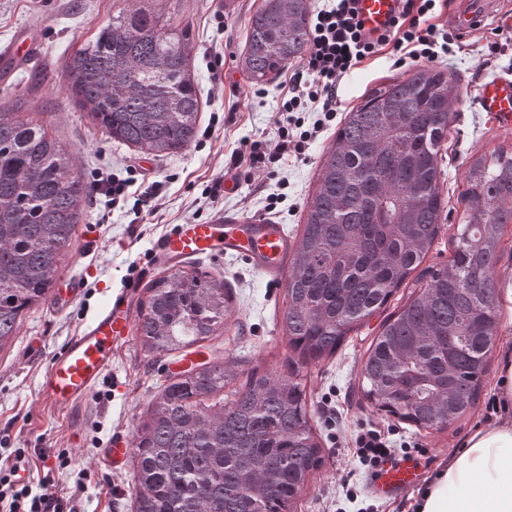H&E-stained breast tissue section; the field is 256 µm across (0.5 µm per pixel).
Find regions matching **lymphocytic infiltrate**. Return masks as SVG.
I'll list each match as a JSON object with an SVG mask.
<instances>
[{"label":"lymphocytic infiltrate","mask_w":512,"mask_h":512,"mask_svg":"<svg viewBox=\"0 0 512 512\" xmlns=\"http://www.w3.org/2000/svg\"><path fill=\"white\" fill-rule=\"evenodd\" d=\"M436 0H400L397 15L382 34L369 37L353 8V0H336L318 10L311 19V44L304 58V75L292 77L288 98L281 108L282 126L276 143L253 141L249 146L250 164L243 173L251 179L253 170L273 171L288 155H302L306 145L337 115V83L345 74L383 50H391L396 67L421 59L435 61L440 31L431 21ZM315 113L306 123L305 113ZM355 454L369 474H377L397 450L388 431L368 425L354 438ZM15 465L0 468V512H74L71 498L54 489L56 469L69 466L66 452L17 448ZM36 457L43 468L38 483L18 475L17 465Z\"/></svg>","instance_id":"f902f5d3"}]
</instances>
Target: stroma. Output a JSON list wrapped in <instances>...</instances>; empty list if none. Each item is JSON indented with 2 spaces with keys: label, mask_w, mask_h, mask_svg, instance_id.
<instances>
[{
  "label": "stroma",
  "mask_w": 512,
  "mask_h": 512,
  "mask_svg": "<svg viewBox=\"0 0 512 512\" xmlns=\"http://www.w3.org/2000/svg\"><path fill=\"white\" fill-rule=\"evenodd\" d=\"M264 0H145L146 9L191 30V68L202 100L195 141L180 153L144 158L119 143L75 108L67 88L66 63L77 49L131 5V0H0V46L21 30L34 31L39 47L13 71H0V107L28 95L33 107L29 120L44 125L71 153L77 173L93 182L106 172L134 176L135 190L150 192L148 210L133 213L112 208L103 195L91 194L76 227L75 247L60 265V276L85 283L80 298L59 311L42 301L28 311L14 336L0 345V439L12 448L66 449L70 467L56 471L60 492H74L76 512H132L133 470H108L98 452L114 439L134 440L136 426L150 401L170 379L223 357L234 371L258 368L286 374L293 352L281 322L284 288L269 287L242 260L193 257L186 267L198 266L223 279L233 302L223 328L209 340L159 355L130 335L112 360V370L95 390L71 408L47 404L40 385L53 354L123 289L130 266L141 276L138 287L160 276L153 264L159 240L175 225L204 222L230 211L244 217H269L283 225L291 239H299L305 207L320 177L335 129L310 141L300 157H288L277 176L254 172L234 194L207 203L203 191L217 178L231 176L227 163L245 140L275 143L283 87L301 62L288 65L264 85L251 81L242 66L249 18ZM486 11L483 27L462 39L452 25L465 5ZM433 22L447 32L452 52L436 61L459 84L452 107L453 122L442 147L444 198L449 213L439 237L423 261L441 268L452 255L463 206L460 195L471 163L498 148L512 151V130L499 129L477 102V90L494 76L512 78V39L496 35L504 24L512 28V0H444L433 11ZM391 59L363 62L339 83V115H346L373 88L401 77ZM284 194L275 211H268L270 195ZM416 282L402 286L384 311L349 333L335 354L301 368L299 379L307 391L308 409L321 438L324 462L313 472L294 512H413L417 491L430 482L465 438L494 417L496 380L503 349L512 347V322L499 320L496 342L473 407L445 427L419 429L376 411L361 401L358 385L366 352L387 315L397 312L415 291ZM393 429L396 442L425 448L417 477L404 493L376 497L370 477L354 456L353 437L360 425Z\"/></svg>",
  "instance_id": "obj_1"
}]
</instances>
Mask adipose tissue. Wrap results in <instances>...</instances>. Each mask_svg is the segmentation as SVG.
<instances>
[{
	"label": "adipose tissue",
	"mask_w": 512,
	"mask_h": 512,
	"mask_svg": "<svg viewBox=\"0 0 512 512\" xmlns=\"http://www.w3.org/2000/svg\"><path fill=\"white\" fill-rule=\"evenodd\" d=\"M417 512H512V422L469 436L423 493Z\"/></svg>",
	"instance_id": "obj_1"
}]
</instances>
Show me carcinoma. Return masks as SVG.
<instances>
[{"mask_svg":"<svg viewBox=\"0 0 512 512\" xmlns=\"http://www.w3.org/2000/svg\"><path fill=\"white\" fill-rule=\"evenodd\" d=\"M310 10V0H266L250 18L244 69L254 83L307 53ZM189 46V27L130 9L73 53L68 90L112 139L177 154L195 141L201 111ZM457 99L445 71L415 67L348 113L285 285L281 322L299 360L286 376L252 369L237 385L221 360L170 380L136 429L134 512H292L323 460L298 369L336 353L433 247L445 208L440 151ZM25 105L20 96L0 107V345L49 296L91 194L63 143L20 118ZM465 182L448 265L429 270L383 322L361 371L363 399L417 428L445 426L475 404L495 345L490 270L512 224V152L478 158ZM231 304L220 278L164 274L139 301L137 333L148 350L169 354L215 335Z\"/></svg>","mask_w":512,"mask_h":512,"instance_id":"obj_1","label":"carcinoma"}]
</instances>
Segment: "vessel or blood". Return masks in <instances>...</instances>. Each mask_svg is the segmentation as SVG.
I'll return each mask as SVG.
<instances>
[{
    "instance_id": "vessel-or-blood-1",
    "label": "vessel or blood",
    "mask_w": 512,
    "mask_h": 512,
    "mask_svg": "<svg viewBox=\"0 0 512 512\" xmlns=\"http://www.w3.org/2000/svg\"><path fill=\"white\" fill-rule=\"evenodd\" d=\"M366 36L385 32L398 12L399 0H356ZM478 103L505 128L512 127V80L503 76L481 85ZM290 244L280 225L261 217H241L228 212L205 223L176 225L160 240L155 252L159 266L176 267L195 256H235L244 259L269 283L283 284L287 274ZM82 280H70L53 290L57 309H67L82 291ZM132 290L113 294L110 302L77 335L72 336L52 358L41 383L45 401L68 407L86 398L112 366V351L131 331L128 316ZM110 469L127 463L131 448L124 439L99 452ZM416 478V464L403 459L387 463L371 480L374 494L388 497L410 487Z\"/></svg>"
}]
</instances>
